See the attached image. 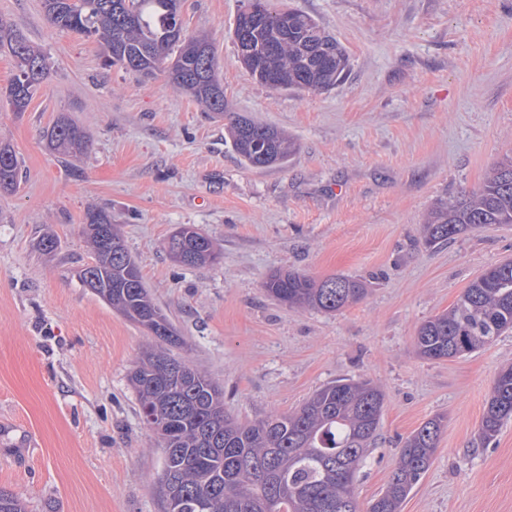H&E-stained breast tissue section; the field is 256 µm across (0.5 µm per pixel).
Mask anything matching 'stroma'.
Instances as JSON below:
<instances>
[{
  "instance_id": "35a3bbf8",
  "label": "stroma",
  "mask_w": 512,
  "mask_h": 512,
  "mask_svg": "<svg viewBox=\"0 0 512 512\" xmlns=\"http://www.w3.org/2000/svg\"><path fill=\"white\" fill-rule=\"evenodd\" d=\"M245 3L181 2L185 35L216 50L226 115L215 118L164 75L105 67L96 38L54 27L42 0H0L49 67L26 112L0 98V141L22 175L0 194V488L26 512H162L151 487L162 455L128 381L155 340L80 282L93 205L111 213L180 355L223 387L230 414L290 412L333 381L372 379L385 406L354 481L360 506L384 490L407 437L440 416L400 512H512V420L480 436L512 332L451 359L415 347L424 321L512 259V224L435 248L422 232L438 200L480 187L512 155V0H290L351 61L335 87L297 93L239 62L231 33ZM232 113L286 131L297 152L283 167L244 165ZM63 115L90 135L65 162L46 147ZM184 224L214 241L219 264L170 257ZM47 233L60 241L50 254ZM280 268L356 278L367 294L338 313L290 310L261 287Z\"/></svg>"
}]
</instances>
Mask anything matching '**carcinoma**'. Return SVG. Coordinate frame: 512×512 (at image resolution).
Instances as JSON below:
<instances>
[{"instance_id":"carcinoma-1","label":"carcinoma","mask_w":512,"mask_h":512,"mask_svg":"<svg viewBox=\"0 0 512 512\" xmlns=\"http://www.w3.org/2000/svg\"><path fill=\"white\" fill-rule=\"evenodd\" d=\"M43 5L54 26L97 37L105 66L144 78L162 71L175 88L224 116V86L212 42L177 36L183 30L180 0H43ZM233 39L240 63L274 90H326L349 70L343 45L314 18L291 8L272 10L268 0H254V11L238 14ZM0 48L8 49L17 68L5 96L13 111L24 112L46 77V57L1 17ZM229 130L240 160L253 168L284 166L296 152L287 134L244 115L232 117ZM46 139L62 158L89 145L86 132L64 117ZM18 183L16 152L1 142L0 191L13 192ZM491 224H512V155L499 161L478 189L439 201L424 224V241L436 246ZM82 234L94 256L80 275L83 285L156 340L129 381L140 415L163 452L154 490L164 512H399L429 469L443 418L426 421L406 439L389 484L361 510L353 483L377 439L385 402L380 386L367 379H340L297 410L238 421L224 410V389L173 353L182 340L152 298L112 215L88 208ZM168 251L187 267L213 265L222 257L210 238L189 225L171 233ZM262 288L285 307L325 313L338 312L366 293L365 285L351 277L317 280L288 269L270 272ZM509 330L512 260L487 268L448 311L422 323L415 346L428 360L454 358L484 348ZM510 419L511 365L499 370L491 386L482 439H493ZM0 512H25V505L0 488Z\"/></svg>"}]
</instances>
